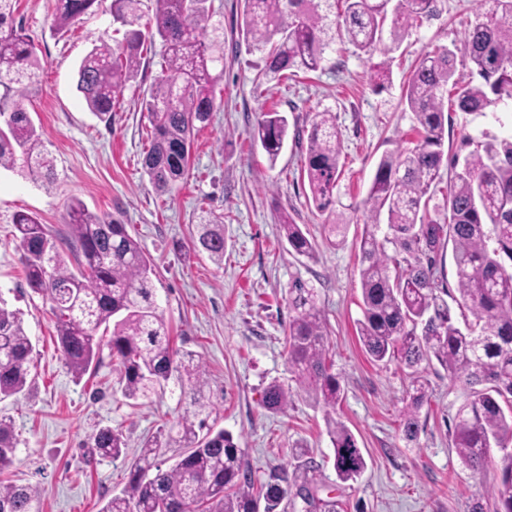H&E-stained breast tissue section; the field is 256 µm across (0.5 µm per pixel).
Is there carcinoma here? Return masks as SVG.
I'll list each match as a JSON object with an SVG mask.
<instances>
[{
    "label": "carcinoma",
    "mask_w": 512,
    "mask_h": 512,
    "mask_svg": "<svg viewBox=\"0 0 512 512\" xmlns=\"http://www.w3.org/2000/svg\"><path fill=\"white\" fill-rule=\"evenodd\" d=\"M97 0H56L54 25L68 28L91 12ZM142 0H112L113 21L125 27L124 39L105 40L83 58L78 90L90 109L112 120L116 94L133 78L144 49L159 40L164 65L143 98L151 124V142L143 159L154 189L169 191L190 174L195 132L220 110L214 86L224 71V57L206 42L215 27L209 0H149L151 17L141 24ZM488 5L454 48L426 52L414 65L401 103L420 128L414 146L382 155L363 201L364 228L359 241V282L363 318L357 335L374 362L397 360L410 370L402 433L413 442L430 384L422 363L437 361L471 386L459 407L451 445L461 463L477 471L502 452L496 483L488 501L475 500L467 512H512V138H493L448 175V105L460 112H483L512 99V0H482ZM17 0H0V169L51 181L53 162L25 103L40 62L35 48L15 25ZM443 0H244L240 30L246 51L258 56L260 83L279 81L298 71H316L335 40L373 57L400 47L412 28L432 20ZM391 21V45L382 47L384 25ZM473 65L478 81L461 84L455 62ZM372 81L390 83L387 61L372 65ZM288 136V117L261 113L249 131L270 164H275ZM341 142L329 109L314 114L307 135L303 173L311 201L321 214L331 210L342 176ZM72 246L82 257L74 272L61 260L45 225L30 214L15 219L17 250L25 280L42 295L56 318V338L67 367L80 379L103 350L116 366L122 395L147 398L177 375L190 401L168 432L158 431L142 445L130 467L129 481L100 512H278L283 502L306 504L307 512H334L308 479L312 462L301 449L293 453L294 471L274 469L255 485L244 465V449L233 435L208 423L214 404L206 397L205 368L192 352L173 348L151 288L153 261L126 225L108 214L89 212L76 201L69 207ZM280 229L297 255L312 259L316 244L300 225L280 218ZM197 244L217 266L224 264V225L217 216L196 225ZM452 246L458 305L474 322L460 327L441 295L437 258ZM291 312L286 343L288 364L300 388L326 408L327 434L334 448V468L342 482L355 480L366 461L348 427L335 417L344 389L332 372L327 320L314 289L296 282L288 289ZM103 336H97L98 331ZM33 344L21 313L0 300V400L30 385ZM292 391L272 383L263 407L285 412ZM173 443L184 449L171 468L156 463L158 449ZM128 447L119 429L102 427L86 457L119 459ZM16 438L11 419L0 417V473L13 464ZM38 489L0 482V512H33Z\"/></svg>",
    "instance_id": "cac0c4a2"
}]
</instances>
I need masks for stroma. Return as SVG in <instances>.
Returning a JSON list of instances; mask_svg holds the SVG:
<instances>
[{
  "label": "stroma",
  "instance_id": "35a3bbf8",
  "mask_svg": "<svg viewBox=\"0 0 512 512\" xmlns=\"http://www.w3.org/2000/svg\"><path fill=\"white\" fill-rule=\"evenodd\" d=\"M111 4L101 0L95 14L63 32L52 25L55 0L17 2L15 22L41 61L27 109L53 160L55 179L46 184L0 172V298L21 312L34 346L28 392L0 401V416L11 418L18 440L7 479L38 487V512H100L127 483L130 464L109 458L86 463L84 451L95 433L106 426L122 430L130 457L137 455L185 399L174 378L151 399H125L107 358L82 379L69 373L50 304L26 284L14 222L21 212L39 217L61 259L77 268V254L66 240L67 211L77 200L92 212L120 218L153 260L155 297L173 343L200 356L215 404L214 427L238 439L257 479L291 466V450L302 443L315 463L319 495L335 502L336 512H465L469 501L486 498L498 476V459L472 472L450 442L468 386L452 380L438 363L427 366L430 402L420 412L417 441L407 442L400 427L407 371L394 360L372 362L355 328L362 316L356 245L362 203L381 156L415 137L414 115L400 103L409 69L425 52L457 43L484 5L444 0L438 18L413 29L400 49L389 53L392 85L378 94L366 55L338 42L318 71L257 84L254 58L238 42L243 0H213L222 26L212 37L224 49V77L216 93L224 104L195 137L189 177L161 194L142 167L151 127L141 103L161 71L162 44L148 50L137 75L117 93L111 121L94 115L77 89L78 65L94 42L123 38L125 29L113 23ZM271 108L289 122L287 143L273 165L248 137L260 113ZM326 108L336 115L342 146L336 220L347 230L335 248L324 242V215L307 202L301 172L306 143L298 138L315 112ZM509 136L510 99L482 113L448 114L449 160L463 162L478 143ZM206 212L224 222L220 267L194 245L195 226ZM283 212L314 238V258L289 252L278 223ZM298 280L314 289L328 320L330 355L344 389L337 415L367 462L354 481L338 480L325 408L288 370V289ZM275 381L293 392L283 414L261 405L264 389Z\"/></svg>",
  "mask_w": 512,
  "mask_h": 512
}]
</instances>
